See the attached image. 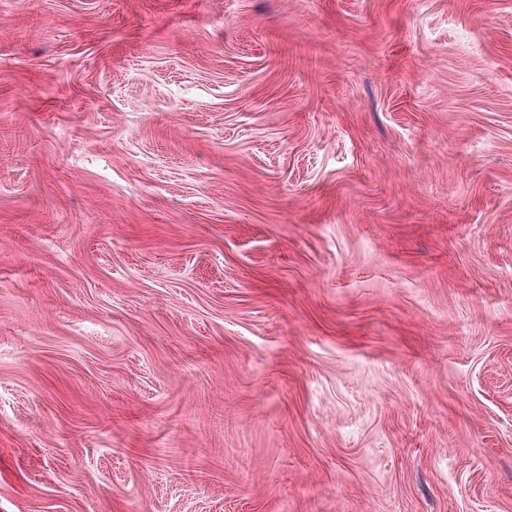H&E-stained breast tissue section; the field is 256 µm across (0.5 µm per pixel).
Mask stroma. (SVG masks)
<instances>
[{"mask_svg":"<svg viewBox=\"0 0 512 512\" xmlns=\"http://www.w3.org/2000/svg\"><path fill=\"white\" fill-rule=\"evenodd\" d=\"M0 512H512V0H0Z\"/></svg>","mask_w":512,"mask_h":512,"instance_id":"obj_1","label":"stroma"}]
</instances>
